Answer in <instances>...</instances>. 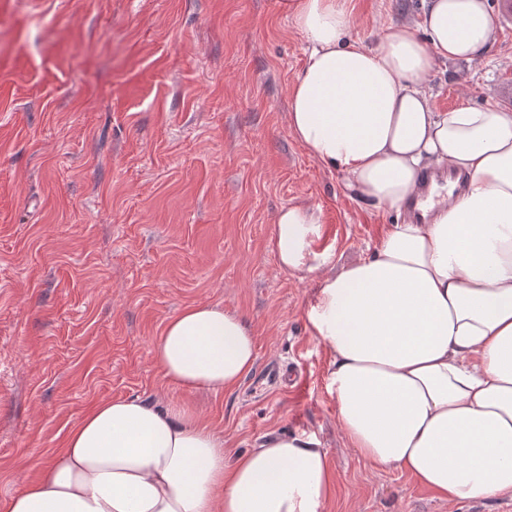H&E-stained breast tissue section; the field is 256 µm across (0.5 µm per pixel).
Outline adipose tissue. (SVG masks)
I'll list each match as a JSON object with an SVG mask.
<instances>
[{
    "instance_id": "ef3b65f1",
    "label": "adipose tissue",
    "mask_w": 512,
    "mask_h": 512,
    "mask_svg": "<svg viewBox=\"0 0 512 512\" xmlns=\"http://www.w3.org/2000/svg\"><path fill=\"white\" fill-rule=\"evenodd\" d=\"M423 5L370 47L346 38L347 0H282L309 47L290 131L385 209L403 212L434 170L465 173L464 191L338 270L314 249L315 208L282 209L272 242L282 271L320 273L306 316L350 447L457 502L512 493V107L435 110L422 79L485 52L496 23L488 0ZM152 355L169 382L206 391L233 390L257 360L246 320L208 304L170 318ZM333 491L314 436H274L229 464L187 407L135 397L94 405L0 512H322Z\"/></svg>"
}]
</instances>
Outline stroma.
I'll list each match as a JSON object with an SVG mask.
<instances>
[{"label":"stroma","mask_w":512,"mask_h":512,"mask_svg":"<svg viewBox=\"0 0 512 512\" xmlns=\"http://www.w3.org/2000/svg\"><path fill=\"white\" fill-rule=\"evenodd\" d=\"M498 12L500 0H489ZM376 45L421 0H355ZM470 61L423 84L436 110L512 107V17ZM307 43L280 0H0V497L63 447L96 403H182L225 453L315 436L334 493L323 512H506L512 495L447 502L350 448L306 312L318 275L281 271L283 207L320 209L335 266L373 252L396 212L361 199L291 134ZM241 315L257 363L235 389L182 390L152 346L181 310Z\"/></svg>","instance_id":"35a3bbf8"}]
</instances>
